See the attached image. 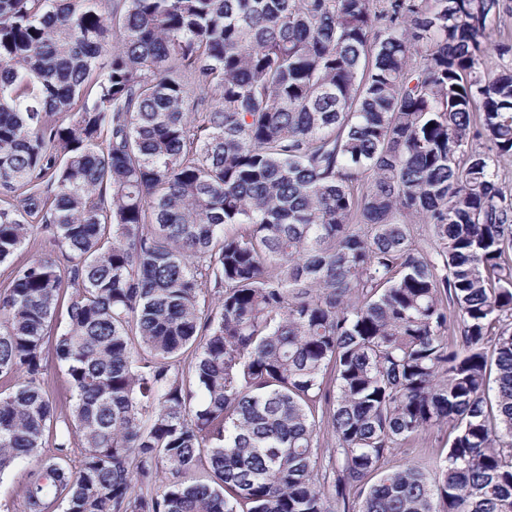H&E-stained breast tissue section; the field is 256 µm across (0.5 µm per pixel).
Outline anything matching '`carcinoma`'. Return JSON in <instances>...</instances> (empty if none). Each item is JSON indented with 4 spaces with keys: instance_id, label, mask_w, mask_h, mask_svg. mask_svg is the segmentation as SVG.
Wrapping results in <instances>:
<instances>
[{
    "instance_id": "cac0c4a2",
    "label": "carcinoma",
    "mask_w": 512,
    "mask_h": 512,
    "mask_svg": "<svg viewBox=\"0 0 512 512\" xmlns=\"http://www.w3.org/2000/svg\"><path fill=\"white\" fill-rule=\"evenodd\" d=\"M500 10L0 0V264L56 247L0 287L27 512H512ZM442 425L433 475L381 470ZM503 3L506 4L507 9L504 5V11H501L499 18L490 24L484 39L485 62L489 73L494 72L503 63L510 64L512 62V54L502 59L495 49L499 43L512 45V0H505ZM44 355L46 375L44 387L50 398L59 409L68 411L73 403V394L64 367L56 358L51 342L47 345Z\"/></svg>"
}]
</instances>
